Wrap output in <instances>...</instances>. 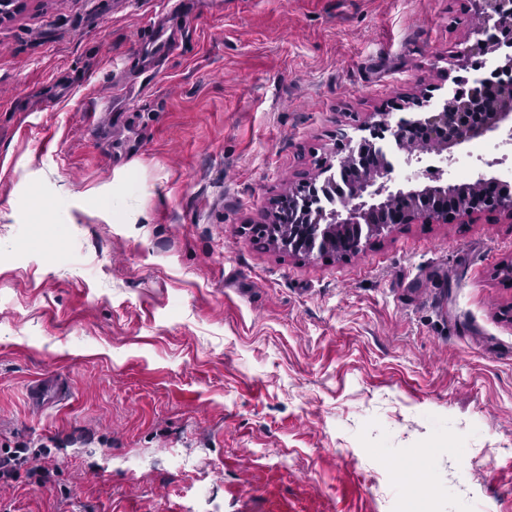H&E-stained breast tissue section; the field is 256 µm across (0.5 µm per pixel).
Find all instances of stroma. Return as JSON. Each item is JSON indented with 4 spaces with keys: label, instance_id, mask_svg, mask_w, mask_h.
<instances>
[{
    "label": "stroma",
    "instance_id": "35a3bbf8",
    "mask_svg": "<svg viewBox=\"0 0 512 512\" xmlns=\"http://www.w3.org/2000/svg\"><path fill=\"white\" fill-rule=\"evenodd\" d=\"M195 12L0 22V448L27 447L0 512H512V221L344 258L252 233L338 132L476 78L472 0ZM156 25L174 54L139 51ZM482 143L401 153L389 185L512 172L511 137Z\"/></svg>",
    "mask_w": 512,
    "mask_h": 512
}]
</instances>
